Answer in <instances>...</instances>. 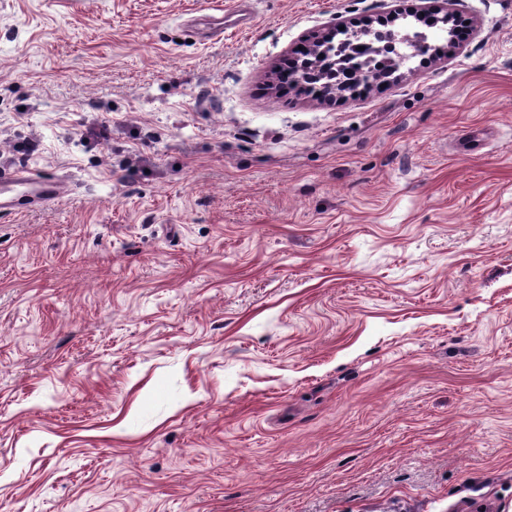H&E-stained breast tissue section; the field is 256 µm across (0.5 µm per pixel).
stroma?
Instances as JSON below:
<instances>
[{
	"instance_id": "obj_1",
	"label": "stroma",
	"mask_w": 512,
	"mask_h": 512,
	"mask_svg": "<svg viewBox=\"0 0 512 512\" xmlns=\"http://www.w3.org/2000/svg\"><path fill=\"white\" fill-rule=\"evenodd\" d=\"M22 168L71 192L0 213V512H512V0H0Z\"/></svg>"
}]
</instances>
